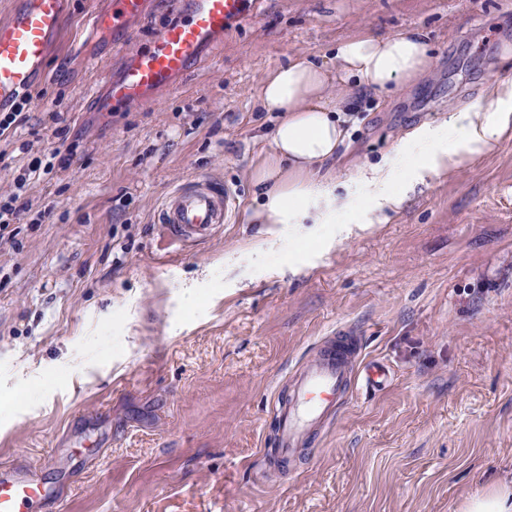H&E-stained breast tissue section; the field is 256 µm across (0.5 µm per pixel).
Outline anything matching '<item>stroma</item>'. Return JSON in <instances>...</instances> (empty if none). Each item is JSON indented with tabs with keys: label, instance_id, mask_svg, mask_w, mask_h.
Listing matches in <instances>:
<instances>
[{
	"label": "stroma",
	"instance_id": "35a3bbf8",
	"mask_svg": "<svg viewBox=\"0 0 512 512\" xmlns=\"http://www.w3.org/2000/svg\"><path fill=\"white\" fill-rule=\"evenodd\" d=\"M87 8L74 0L46 107L0 140L4 194L60 146L49 113L82 137L76 164L29 191L54 204L51 223L13 225L0 245V463L41 468L61 496L50 512H465L512 489V137L327 251L247 221V172L279 118L259 109L271 69L333 60L360 32L423 33L417 84L356 94L329 165L342 182L412 128L490 107L488 85L512 82V0H264L184 89L109 116L85 109L83 86L120 66L108 36L89 38ZM198 174L237 210L186 249L154 215ZM331 336L358 337L389 381L357 387L281 472L272 399ZM33 372L34 405L17 384ZM94 441L100 460L75 465Z\"/></svg>",
	"mask_w": 512,
	"mask_h": 512
}]
</instances>
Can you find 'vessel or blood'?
Listing matches in <instances>:
<instances>
[{
	"label": "vessel or blood",
	"mask_w": 512,
	"mask_h": 512,
	"mask_svg": "<svg viewBox=\"0 0 512 512\" xmlns=\"http://www.w3.org/2000/svg\"><path fill=\"white\" fill-rule=\"evenodd\" d=\"M249 0H180V20L157 30L147 48L128 55L118 74L97 79L85 96L91 111L145 103L178 89L194 68L222 44L229 24L242 19ZM0 21V112L21 99L37 105V91L49 80V61L70 19L69 0H10ZM150 0H91L86 26L93 35L127 33L144 18ZM233 195L212 177L194 175L164 196L156 221L184 246L210 239L230 223ZM359 343L346 336L323 346L293 375L288 397L276 399L277 448L281 459L294 457L325 427L344 403L350 388L380 387L383 365L360 366ZM54 489L29 465L0 466V512H38Z\"/></svg>",
	"instance_id": "1"
}]
</instances>
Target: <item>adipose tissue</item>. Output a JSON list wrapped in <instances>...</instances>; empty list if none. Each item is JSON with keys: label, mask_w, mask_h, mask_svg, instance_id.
Listing matches in <instances>:
<instances>
[{"label": "adipose tissue", "mask_w": 512, "mask_h": 512, "mask_svg": "<svg viewBox=\"0 0 512 512\" xmlns=\"http://www.w3.org/2000/svg\"><path fill=\"white\" fill-rule=\"evenodd\" d=\"M429 64L421 32L409 28L389 37L353 36L337 46L332 64L299 54L270 71L261 83L259 107L280 118L266 158L249 173V223L286 224L300 239L332 225V233L319 238L328 250L352 225L387 223L405 206L408 187L447 177L512 136V83L499 82L488 91L492 108L471 106L409 132L400 145L412 155L406 169L389 158L337 184L324 167L348 138L351 91L382 94L411 87ZM346 212L354 213L353 224L337 223Z\"/></svg>", "instance_id": "1"}]
</instances>
